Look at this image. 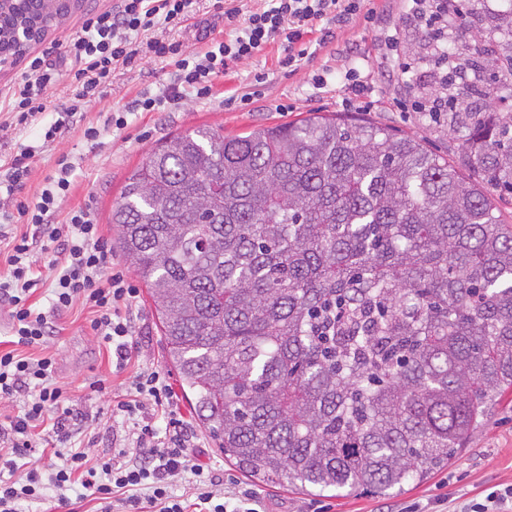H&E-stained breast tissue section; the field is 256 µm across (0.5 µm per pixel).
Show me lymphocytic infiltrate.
Listing matches in <instances>:
<instances>
[{"label":"lymphocytic infiltrate","mask_w":512,"mask_h":512,"mask_svg":"<svg viewBox=\"0 0 512 512\" xmlns=\"http://www.w3.org/2000/svg\"><path fill=\"white\" fill-rule=\"evenodd\" d=\"M195 5L196 0H116L111 8L85 17L61 56L69 61L70 77L87 102L100 99L117 65L139 56L175 58L173 80L164 95H143L135 99L133 108L110 109L107 125L126 127L134 108L146 112L178 108L187 88L209 95L215 78L267 44L279 41L293 46L314 31L329 34L332 26L345 23L359 9L357 0H269L267 9L245 16L240 8L227 9L216 0L215 10L223 11L225 21L235 29L233 38L212 42L200 53L153 37L160 25L176 27L190 19ZM134 32L145 34V41L131 40ZM60 76L48 53L28 56L23 82L0 98V128L40 119ZM34 155L33 148L21 150L0 173V186L13 198L11 209L0 212V241H6L8 248L0 260V306L8 310L15 343L14 349L0 351V399L20 392L28 395L23 414L0 418V512H16L19 499L43 497L37 468H28L23 479L9 478L19 459L34 448V433L40 428L51 429L62 445L55 453L58 463L52 483L80 486L87 498L98 502L99 512H143L147 506L155 512H247L250 494H239L238 507L228 508L223 481L213 475L193 481L188 493L174 494L175 483L190 468L196 436L178 412L176 395L159 369L146 368L136 375L132 393L118 405L119 411L135 419L127 446L93 463L86 452L68 449L73 418L69 411H53L63 394L53 380L55 359L28 357L21 350L45 347L56 332V317L78 301L91 310L93 331L111 344L117 361H128L134 347L137 290L122 271L113 269L109 244L88 209H71L64 223H56L60 203L72 190L69 162L59 160L41 191L33 198L23 197ZM17 224L24 225V232H14ZM37 249L63 259L62 270L53 277L52 307L46 312L35 311L30 303L43 283L29 261Z\"/></svg>","instance_id":"1"}]
</instances>
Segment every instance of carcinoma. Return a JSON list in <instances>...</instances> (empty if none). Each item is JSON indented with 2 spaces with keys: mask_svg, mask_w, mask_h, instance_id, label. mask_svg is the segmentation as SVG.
<instances>
[{
  "mask_svg": "<svg viewBox=\"0 0 512 512\" xmlns=\"http://www.w3.org/2000/svg\"><path fill=\"white\" fill-rule=\"evenodd\" d=\"M495 31L512 39V0ZM483 68L465 59L450 70ZM459 170L313 113L154 149L110 223L224 458L314 496L404 493L512 393V116L452 112Z\"/></svg>",
  "mask_w": 512,
  "mask_h": 512,
  "instance_id": "cac0c4a2",
  "label": "carcinoma"
}]
</instances>
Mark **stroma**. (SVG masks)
Masks as SVG:
<instances>
[{
  "label": "stroma",
  "mask_w": 512,
  "mask_h": 512,
  "mask_svg": "<svg viewBox=\"0 0 512 512\" xmlns=\"http://www.w3.org/2000/svg\"><path fill=\"white\" fill-rule=\"evenodd\" d=\"M461 7L472 33L488 36L492 51L502 40L491 33L492 15L502 0H451ZM423 26L412 24L403 0H362L359 12L346 24L337 25L329 38L313 33L302 61L291 62L287 45L272 43L257 55L234 65L214 82L212 96L186 91L181 107L173 112H137L128 117L126 128L105 127L98 110L87 108L70 77H63L52 96L53 108L85 113L87 121L100 125L96 139H86L81 128L71 129L52 143L44 141L43 123L0 131V160L36 147L33 173L26 195L37 193L46 176L52 175L59 157L73 165L71 196L59 208L88 206L108 241L117 234L109 222L112 204L126 177L162 140L203 125L236 135L253 129L285 124L312 112H334L352 123L382 124L408 134L420 143L456 162L460 134L448 131L447 117L431 118L419 106L439 86V70L430 65L433 46L423 38ZM232 37L222 15L211 0H199L195 15L182 27L156 29V37L181 45L186 51L206 47L205 34ZM173 70L169 61L137 59L117 66L104 93L105 107H122L141 95L162 94ZM365 76L368 88L354 106H346L345 74ZM471 80L456 81L451 89L457 108L477 112L512 113V89L502 88L492 97L475 94ZM130 282L138 290L134 308L140 343L124 368H116L101 337L90 329V314L74 305L58 320L57 333L48 350L56 359L55 375L64 388L60 408L88 416L86 432L76 439L85 443L89 459L113 452L114 433L133 426L132 420L113 410L131 391L137 371L145 367L165 368L164 343L150 306L147 289L137 274ZM106 378V393L93 392L89 384ZM195 463L224 477V491L240 490L254 495L258 512H467L484 502L496 489L512 484V394L497 406L486 426L467 450L450 460L447 468L404 494L377 497H318L280 486L256 483L225 460L208 433L196 429Z\"/></svg>",
  "instance_id": "stroma-1"
}]
</instances>
